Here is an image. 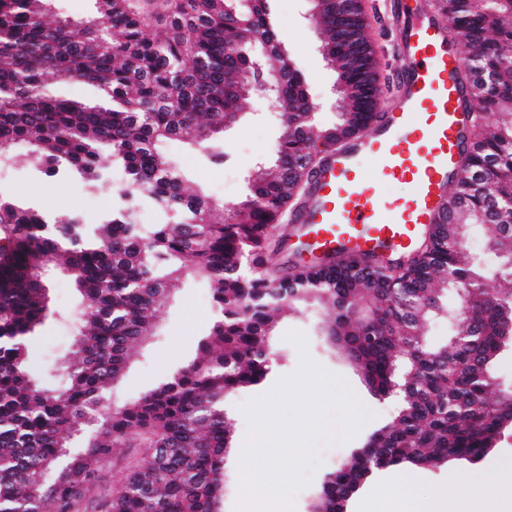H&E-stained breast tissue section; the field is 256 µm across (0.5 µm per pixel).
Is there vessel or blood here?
<instances>
[{
  "label": "vessel or blood",
  "instance_id": "vessel-or-blood-1",
  "mask_svg": "<svg viewBox=\"0 0 512 512\" xmlns=\"http://www.w3.org/2000/svg\"><path fill=\"white\" fill-rule=\"evenodd\" d=\"M400 101L374 129L322 155L307 209L296 218L312 257L336 250L409 249L435 223L448 176L461 162L469 96L458 80L460 51L431 17L413 20L396 46ZM402 183L408 196L380 193Z\"/></svg>",
  "mask_w": 512,
  "mask_h": 512
}]
</instances>
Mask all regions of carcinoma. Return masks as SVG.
I'll return each instance as SVG.
<instances>
[{
  "instance_id": "cac0c4a2",
  "label": "carcinoma",
  "mask_w": 512,
  "mask_h": 512,
  "mask_svg": "<svg viewBox=\"0 0 512 512\" xmlns=\"http://www.w3.org/2000/svg\"><path fill=\"white\" fill-rule=\"evenodd\" d=\"M52 0H0V160L14 148L50 179L77 176L90 193L112 179V212L90 224L74 209L48 214L0 191V512H74L114 448L147 449L105 512H222L236 448L228 400L260 386L279 361L274 329L313 310L364 381L404 386L392 421L354 462L330 472L311 512H348L380 470L475 465L512 428V398L488 395L512 348V0H438L448 44L465 55L461 79L476 102L449 183L443 221L387 258L338 251L293 257L268 275L310 199L322 149L376 124L378 59L364 12L312 0L324 56L337 74L335 121L319 126L303 73L277 35L274 0H94L76 33L47 19ZM268 83L280 134L229 208L186 187L165 145L211 142L240 118L248 77ZM90 83L95 103L46 93L52 80ZM161 216L137 220L138 210ZM483 227L493 266L472 253ZM79 293L76 351L58 388L36 384V331L53 314L50 276ZM206 283L213 315L196 354L137 399L110 393L134 344L155 335L172 290ZM448 337L428 328L448 319ZM82 443L76 454L71 448Z\"/></svg>"
}]
</instances>
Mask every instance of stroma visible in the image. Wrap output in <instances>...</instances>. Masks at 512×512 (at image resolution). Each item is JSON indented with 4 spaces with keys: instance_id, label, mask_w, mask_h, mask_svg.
I'll use <instances>...</instances> for the list:
<instances>
[{
    "instance_id": "35a3bbf8",
    "label": "stroma",
    "mask_w": 512,
    "mask_h": 512,
    "mask_svg": "<svg viewBox=\"0 0 512 512\" xmlns=\"http://www.w3.org/2000/svg\"><path fill=\"white\" fill-rule=\"evenodd\" d=\"M404 3L419 7L424 16L430 11L425 0H365V11L371 23L370 32L380 61L382 95L392 102L397 99L394 75L398 62L394 46L403 35L404 28L391 26L390 19ZM274 9L280 38L294 65L306 76L310 94L319 105L316 119L322 124L329 123L336 110V75L327 67L321 55L318 33L308 19V0H274ZM241 112L240 120L226 130L217 143L228 157L239 158V165H213L203 157H190L186 147L179 142L170 143L167 147L169 154L179 163L193 161L190 189H204L208 195L219 198L227 206L233 205L245 193L246 173L259 157L270 155L279 136L277 124L266 115L264 109L258 107L255 100L244 102ZM0 190L52 214L78 209L93 224L98 223L103 212L112 207L111 187L105 186L91 193L75 178L49 183L22 160L0 164ZM49 289L60 316L48 319L37 339L36 364L43 371L58 357L71 351L74 330L70 319L79 302L76 291L65 278L53 280ZM208 295L209 289L203 283L183 284L160 313V336L135 345L131 350L125 373L113 390L114 402L121 403L141 395L194 354L211 317ZM292 332L304 336L305 348H298L289 340L288 335ZM277 335L280 346L288 351L287 361L273 368L261 388L238 393L229 401L236 422L238 449H245L251 444L246 406L252 400L272 392L281 379L295 374L305 355L328 374L340 378L368 415L364 424L350 437L344 436L337 422H330L328 437L316 446L317 464L309 482L291 495L293 512H309V504L327 473L350 460L372 433L390 422L398 403L373 395L346 355L325 346L318 334L316 320L305 317L284 319L277 326ZM145 456L146 451L142 448L113 449L99 464L101 479L94 492L95 497H106L118 490L128 470L142 462ZM503 467L512 468V430L504 432L496 447L478 467L453 461L439 468L418 469V480L413 489L420 495L428 496L446 487L452 480L463 485L471 482L490 483L495 479L496 470Z\"/></svg>"
}]
</instances>
